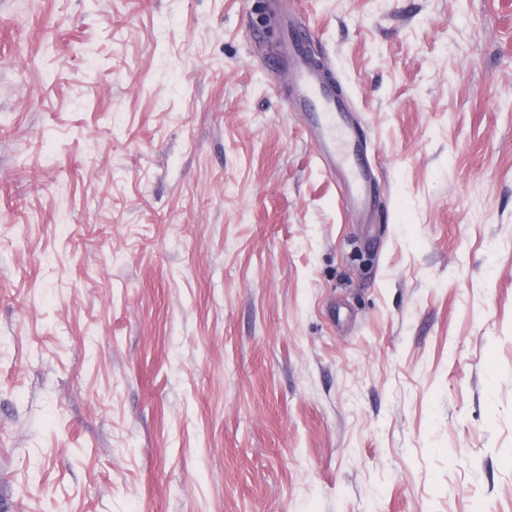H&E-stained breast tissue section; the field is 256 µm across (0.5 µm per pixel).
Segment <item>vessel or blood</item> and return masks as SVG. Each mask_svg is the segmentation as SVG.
<instances>
[{"label":"vessel or blood","mask_w":512,"mask_h":512,"mask_svg":"<svg viewBox=\"0 0 512 512\" xmlns=\"http://www.w3.org/2000/svg\"><path fill=\"white\" fill-rule=\"evenodd\" d=\"M313 33L301 25L289 34L268 65L286 69L295 88L292 100L314 140L317 154L343 196L355 210H366L375 191L372 170L361 151V130L352 125L348 111L336 95V87L314 69L309 58Z\"/></svg>","instance_id":"vessel-or-blood-1"}]
</instances>
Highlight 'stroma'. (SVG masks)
<instances>
[{
  "mask_svg": "<svg viewBox=\"0 0 512 512\" xmlns=\"http://www.w3.org/2000/svg\"><path fill=\"white\" fill-rule=\"evenodd\" d=\"M0 0V512H512V0ZM270 39V40H271ZM313 32L300 25L289 34L278 52L267 56L270 66L283 68L294 84L292 99L317 154L331 177L341 185L343 196L355 211L366 210L373 199V173L361 151V128L352 125L349 110L336 95V86L314 69L309 58Z\"/></svg>",
  "mask_w": 512,
  "mask_h": 512,
  "instance_id": "obj_1",
  "label": "stroma"
}]
</instances>
